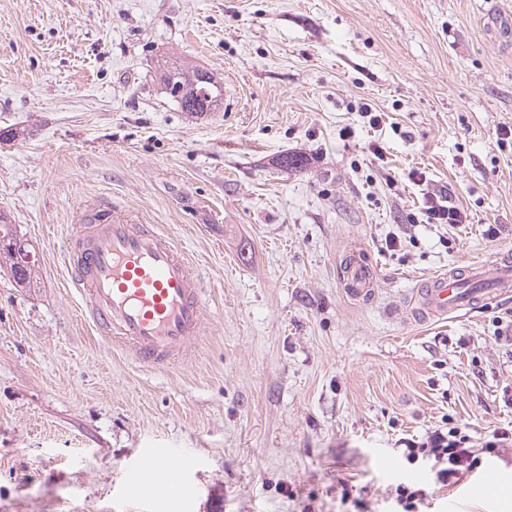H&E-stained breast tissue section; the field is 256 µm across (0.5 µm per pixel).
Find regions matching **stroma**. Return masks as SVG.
Wrapping results in <instances>:
<instances>
[{"mask_svg":"<svg viewBox=\"0 0 512 512\" xmlns=\"http://www.w3.org/2000/svg\"><path fill=\"white\" fill-rule=\"evenodd\" d=\"M511 34L512 0H0V209L37 259L31 288L0 269V512H396L402 483L420 512H512L468 492L512 481V447L438 489L400 444L512 429V295L406 313L421 280L512 248ZM169 55L218 74L223 108L181 112L155 77ZM440 190L470 223H427ZM120 210L202 273L192 362L138 367L67 285L73 224ZM147 451L192 499L128 493ZM346 287L355 296L365 295L372 284L373 276L368 265L356 254L348 262ZM396 491L397 502L404 509L403 512H417L418 504L423 503L424 497L427 495L425 489L406 484H399Z\"/></svg>","mask_w":512,"mask_h":512,"instance_id":"stroma-1","label":"stroma"}]
</instances>
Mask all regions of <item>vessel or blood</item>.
<instances>
[{
	"label": "vessel or blood",
	"mask_w": 512,
	"mask_h": 512,
	"mask_svg": "<svg viewBox=\"0 0 512 512\" xmlns=\"http://www.w3.org/2000/svg\"><path fill=\"white\" fill-rule=\"evenodd\" d=\"M65 263L70 284L82 297L84 317L114 348L130 351L145 369L162 370L189 360L205 331V294L197 270L172 238L155 227L118 215L77 225ZM350 294L365 295L373 281L368 265L351 256ZM512 291V251L490 260L449 267L429 277L416 294L422 322L472 314ZM135 478L150 481L157 498L193 494L165 458L141 456Z\"/></svg>",
	"instance_id": "obj_1"
}]
</instances>
